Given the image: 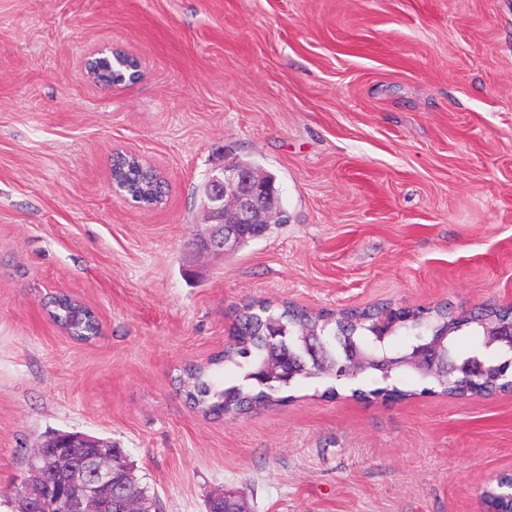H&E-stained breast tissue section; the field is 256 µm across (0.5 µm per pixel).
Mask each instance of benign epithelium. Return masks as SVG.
<instances>
[{"mask_svg": "<svg viewBox=\"0 0 512 512\" xmlns=\"http://www.w3.org/2000/svg\"><path fill=\"white\" fill-rule=\"evenodd\" d=\"M114 61L124 67L127 57L113 59L94 51L84 62L93 81H101L94 61ZM276 198L274 179L231 161L211 170L205 179L204 209L207 229L196 239L203 250L226 254L239 247L242 224H262ZM420 364L449 371L454 364L430 349L417 352ZM84 453L77 459L67 452L37 453L28 459L26 471L14 489L16 512H53L61 503L71 512H112V486L125 487L119 507L123 512H157L155 501L131 488L129 473L113 459V449L102 448L93 439H84Z\"/></svg>", "mask_w": 512, "mask_h": 512, "instance_id": "7a95c632", "label": "benign epithelium"}]
</instances>
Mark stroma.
<instances>
[{
  "mask_svg": "<svg viewBox=\"0 0 512 512\" xmlns=\"http://www.w3.org/2000/svg\"><path fill=\"white\" fill-rule=\"evenodd\" d=\"M137 58L103 87L92 50ZM164 173L124 203L113 149ZM236 157L288 221L199 251L197 188ZM96 313L70 338L44 303ZM251 300L310 311L512 306V0H0V512L55 431L110 439L165 512H484L512 472V393L289 402L205 417L173 380ZM45 309L50 319L77 341L91 342L99 335L100 325L93 310L71 295L61 292L49 297ZM512 480V473H504L499 482L489 484L482 493V498L489 509H508L509 503L501 497L508 490V484Z\"/></svg>",
  "mask_w": 512,
  "mask_h": 512,
  "instance_id": "stroma-1",
  "label": "stroma"
}]
</instances>
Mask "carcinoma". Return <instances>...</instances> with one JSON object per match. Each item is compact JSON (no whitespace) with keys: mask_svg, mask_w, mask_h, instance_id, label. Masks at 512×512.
I'll list each match as a JSON object with an SVG mask.
<instances>
[{"mask_svg":"<svg viewBox=\"0 0 512 512\" xmlns=\"http://www.w3.org/2000/svg\"><path fill=\"white\" fill-rule=\"evenodd\" d=\"M118 178L129 198L149 204L162 198L166 189L145 168L126 160L116 162ZM269 224L242 226L243 244L265 238ZM45 309L50 319L65 333L80 342L94 340L100 332L99 321L91 308L70 295L58 293L48 298ZM507 321L512 324V309L485 307L459 313L447 302L429 308L341 310L336 313L308 311L287 303L274 306L267 302H249L235 312L232 342L210 358L208 365L190 364L179 377V391L191 408L205 417H241L268 403L285 401L282 393L299 379L333 380L322 393L326 399L339 395L336 383L355 381L370 375L382 386L372 390L355 388L352 396L367 400L403 401L413 392L396 385L404 369L401 355L412 354L414 346L425 343L442 354L453 351L455 339L463 333L478 337L480 346L495 352L481 357L482 371H469L473 356L455 359L457 368L446 376L431 371L419 378L427 383L424 393L468 398L512 391V350L492 340L494 328ZM413 337V345L400 354L387 347L399 332ZM317 336L336 366L346 369L334 373L317 372L294 357L293 338ZM233 365L243 371V383L224 387L211 375V367ZM512 474L488 485L482 493L490 509H507L502 494L508 490Z\"/></svg>","mask_w":512,"mask_h":512,"instance_id":"carcinoma-1","label":"carcinoma"}]
</instances>
